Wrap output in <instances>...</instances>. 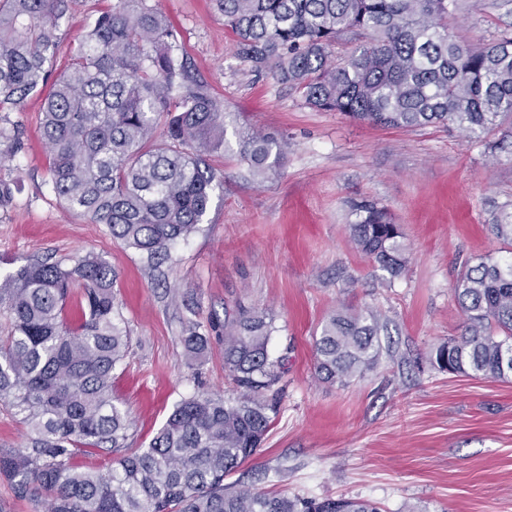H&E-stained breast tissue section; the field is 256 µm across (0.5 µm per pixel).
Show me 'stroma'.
I'll use <instances>...</instances> for the list:
<instances>
[{
	"instance_id": "35a3bbf8",
	"label": "stroma",
	"mask_w": 512,
	"mask_h": 512,
	"mask_svg": "<svg viewBox=\"0 0 512 512\" xmlns=\"http://www.w3.org/2000/svg\"><path fill=\"white\" fill-rule=\"evenodd\" d=\"M180 34L195 77L224 102L226 147L210 208L160 270L114 241L106 225L70 210L49 191L39 132L43 97L0 107L22 148L0 144V181L20 182L0 210V277L29 259L94 254L118 273L131 349L113 373L134 447L150 440L181 400L242 392L224 370V313L273 315L268 352L282 361L271 429L242 466L256 490L346 497L382 512H512V378L481 379L435 369L436 347L463 333L456 274L505 256L492 229L512 204V135L498 148L455 126H375L317 111L271 74L235 54L213 0H152ZM105 7L73 0L61 19L57 67ZM512 26V0H479L448 19L474 44ZM256 129L288 138L283 165L254 182L239 137ZM384 207L400 225L407 268L390 277L349 236L353 206ZM379 310L389 320L376 366L345 386L315 376L314 340L332 314ZM211 338L200 362L181 343L187 321Z\"/></svg>"
}]
</instances>
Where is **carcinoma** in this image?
I'll use <instances>...</instances> for the list:
<instances>
[{"mask_svg": "<svg viewBox=\"0 0 512 512\" xmlns=\"http://www.w3.org/2000/svg\"><path fill=\"white\" fill-rule=\"evenodd\" d=\"M72 0H0V106L42 91L59 50L60 20ZM237 56L267 71L316 110L387 127L451 123L476 137L512 123V34L483 46L448 33V15L466 0H214ZM364 40L335 55L342 37ZM178 32L150 0H117L83 37L44 98L40 132L49 185L69 209L108 226L112 238L159 265L203 223L224 146L220 97L193 81L175 53ZM164 140L157 141L159 121ZM21 147L0 126V143ZM288 140L253 130L240 155L264 180L285 159ZM356 249L392 277L406 269L402 232L386 209L355 205ZM496 233L512 244V212ZM117 272L86 255L73 263L31 259L0 280V404L20 415L23 449L0 448V477L33 512H380L351 498L255 491L224 483L260 447L270 427L263 393L280 379L269 359L273 321L240 309L224 319V368L243 389L182 400L146 448L127 444L130 420L112 397L113 371L129 336L119 312ZM80 291L71 322L67 299ZM464 335L440 345L439 370L475 378L512 375V260L467 267L454 288ZM386 317L366 308L337 312L315 342L316 376L346 385L374 368ZM186 351L203 358L210 337L190 321ZM109 457L97 469L74 459Z\"/></svg>", "mask_w": 512, "mask_h": 512, "instance_id": "carcinoma-1", "label": "carcinoma"}]
</instances>
